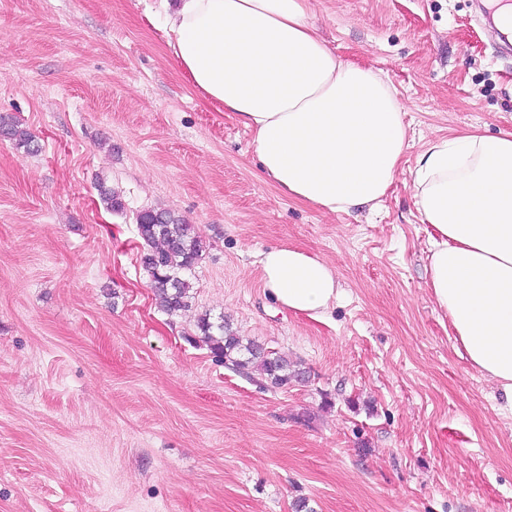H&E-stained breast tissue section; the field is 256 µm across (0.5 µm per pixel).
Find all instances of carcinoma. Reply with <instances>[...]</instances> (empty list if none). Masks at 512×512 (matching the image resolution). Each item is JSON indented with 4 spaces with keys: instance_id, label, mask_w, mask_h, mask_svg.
<instances>
[{
    "instance_id": "1",
    "label": "carcinoma",
    "mask_w": 512,
    "mask_h": 512,
    "mask_svg": "<svg viewBox=\"0 0 512 512\" xmlns=\"http://www.w3.org/2000/svg\"><path fill=\"white\" fill-rule=\"evenodd\" d=\"M10 140L16 149L26 153L38 151L35 137L8 115L0 114V137ZM103 203L112 211L123 209L117 192L98 183ZM140 238L146 248L140 253V262L147 272L158 306L169 315L189 306L191 282L185 273L192 271L206 250V242L179 213L166 208L140 212L137 217ZM197 332L208 343L211 352L224 363L236 368H253L265 377L273 388L285 387L306 377V372L295 369L282 357L257 342L234 331L224 320H213L208 313L200 315Z\"/></svg>"
}]
</instances>
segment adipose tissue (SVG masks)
<instances>
[{
    "instance_id": "ef3b65f1",
    "label": "adipose tissue",
    "mask_w": 512,
    "mask_h": 512,
    "mask_svg": "<svg viewBox=\"0 0 512 512\" xmlns=\"http://www.w3.org/2000/svg\"><path fill=\"white\" fill-rule=\"evenodd\" d=\"M309 0H178L160 7L181 73L252 130L266 174L288 197L336 214L377 207L408 147L399 102L374 71L346 63L308 21ZM433 229L427 287L472 366L512 411V134L429 146L413 183ZM264 287L314 319L341 294L320 258L278 246Z\"/></svg>"
}]
</instances>
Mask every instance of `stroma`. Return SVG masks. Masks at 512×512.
Returning <instances> with one entry per match:
<instances>
[{"instance_id": "35a3bbf8", "label": "stroma", "mask_w": 512, "mask_h": 512, "mask_svg": "<svg viewBox=\"0 0 512 512\" xmlns=\"http://www.w3.org/2000/svg\"><path fill=\"white\" fill-rule=\"evenodd\" d=\"M154 4L0 0V114L39 144L0 138V512H512V413L426 287L413 197L431 144L512 132L497 29L473 0H311L409 132L379 206L329 214L283 194L251 131L188 85ZM150 207L208 245L173 316L139 260ZM281 245L336 273L326 318L265 290ZM204 312L307 379L275 389L218 361Z\"/></svg>"}]
</instances>
